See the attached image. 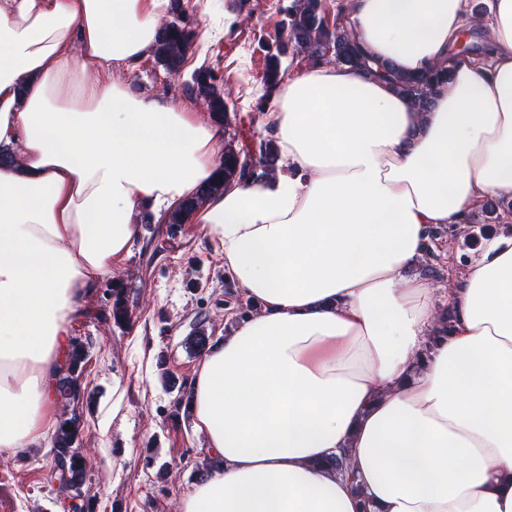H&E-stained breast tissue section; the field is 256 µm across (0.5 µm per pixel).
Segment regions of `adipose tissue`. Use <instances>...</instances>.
<instances>
[{"label": "adipose tissue", "instance_id": "adipose-tissue-1", "mask_svg": "<svg viewBox=\"0 0 512 512\" xmlns=\"http://www.w3.org/2000/svg\"><path fill=\"white\" fill-rule=\"evenodd\" d=\"M350 0L374 59L446 66L426 110L319 63L265 123L284 172L191 215L258 305L193 371L211 460L179 512H512V234L447 294L414 273L436 228L512 201V0ZM169 0H0V458L54 429L84 302L224 157L207 113L130 90ZM487 53L453 50L463 30ZM452 329L436 339L439 316ZM348 450L353 477L329 461Z\"/></svg>", "mask_w": 512, "mask_h": 512}]
</instances>
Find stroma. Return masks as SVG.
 I'll use <instances>...</instances> for the list:
<instances>
[{"label":"stroma","instance_id":"35a3bbf8","mask_svg":"<svg viewBox=\"0 0 512 512\" xmlns=\"http://www.w3.org/2000/svg\"><path fill=\"white\" fill-rule=\"evenodd\" d=\"M235 2L214 0L207 13L189 4L195 37L178 74H167L151 57L122 76L142 95L196 111L200 104L184 86L203 61L215 62L229 105L224 138L240 150L268 138L257 103L267 52L280 36V9L289 0H250L241 10ZM206 30L211 38L204 44L199 36ZM116 289L130 315L121 327L103 317ZM86 309L73 330L88 351L85 396L75 406L85 420L82 495L91 512H178L206 454L189 412L176 404L203 354L196 338L223 335L251 307L225 276L224 260L204 231L186 223L174 230L144 225L138 247L88 297ZM52 447L48 441L0 458V512H61L49 477Z\"/></svg>","mask_w":512,"mask_h":512}]
</instances>
